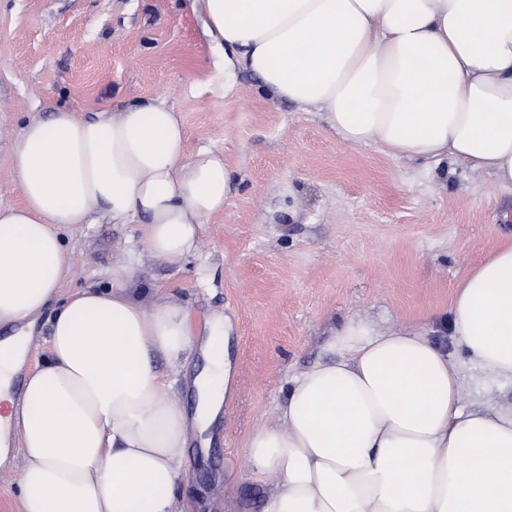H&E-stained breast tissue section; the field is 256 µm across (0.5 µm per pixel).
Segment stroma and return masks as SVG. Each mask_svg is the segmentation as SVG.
<instances>
[{
    "mask_svg": "<svg viewBox=\"0 0 512 512\" xmlns=\"http://www.w3.org/2000/svg\"><path fill=\"white\" fill-rule=\"evenodd\" d=\"M218 58L192 0H0V205L22 201L8 157L23 127L61 109L107 119L159 97L180 114L186 154L223 153L230 195L179 262L151 255L138 225L101 213L64 231L70 270L29 319L19 375L46 361L68 297L134 263L146 304L174 298L197 327L217 314L232 325L224 406L206 431L188 432L184 512H263L267 488L253 479L247 440L274 422L288 379L323 359L347 319L425 332L457 365L465 406L512 402V383L485 381L448 316L467 272L512 242V188L460 162L347 144L322 113L270 99L251 72L225 88ZM203 344L195 337L187 358L157 363L189 414Z\"/></svg>",
    "mask_w": 512,
    "mask_h": 512,
    "instance_id": "1",
    "label": "stroma"
}]
</instances>
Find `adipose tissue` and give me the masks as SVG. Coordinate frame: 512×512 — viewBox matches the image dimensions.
<instances>
[{"mask_svg":"<svg viewBox=\"0 0 512 512\" xmlns=\"http://www.w3.org/2000/svg\"><path fill=\"white\" fill-rule=\"evenodd\" d=\"M202 14L225 82L246 68L273 100L323 111L348 144L451 158L512 187V0H202ZM184 142L178 112L156 100L106 121L60 110L28 122L8 158L23 201L0 206V325L58 293L61 232L95 210L138 219L153 255L189 254L232 171ZM136 281L119 264L110 286L67 300L49 360L4 416L25 457L22 512H180L188 424L207 429L228 387L229 325L205 326L187 419L155 361L190 353V312L145 306ZM448 314L488 381H512V242L471 268ZM326 350L247 442L253 473L273 482L264 512H512V403L465 407L455 364L420 331L351 319Z\"/></svg>","mask_w":512,"mask_h":512,"instance_id":"adipose-tissue-1","label":"adipose tissue"}]
</instances>
